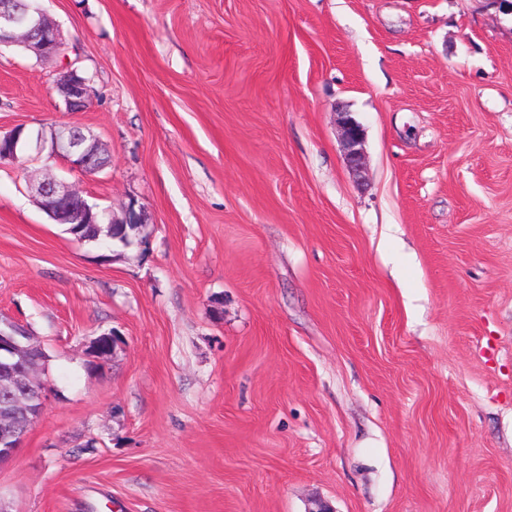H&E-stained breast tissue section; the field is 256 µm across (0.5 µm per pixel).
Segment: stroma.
<instances>
[{"mask_svg": "<svg viewBox=\"0 0 512 512\" xmlns=\"http://www.w3.org/2000/svg\"><path fill=\"white\" fill-rule=\"evenodd\" d=\"M41 5L65 54L0 48V129L73 124L109 164L0 165V318L49 357L0 512H512V15ZM68 65L81 112L53 87ZM46 175L135 203L146 243L52 223ZM55 86L68 111L84 110L89 100L88 81L77 69L66 66L60 70L56 76ZM338 113L347 164L352 171L361 172L364 166V129L352 112Z\"/></svg>", "mask_w": 512, "mask_h": 512, "instance_id": "1", "label": "stroma"}]
</instances>
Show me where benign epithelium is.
Masks as SVG:
<instances>
[{
    "instance_id": "benign-epithelium-1",
    "label": "benign epithelium",
    "mask_w": 512,
    "mask_h": 512,
    "mask_svg": "<svg viewBox=\"0 0 512 512\" xmlns=\"http://www.w3.org/2000/svg\"><path fill=\"white\" fill-rule=\"evenodd\" d=\"M22 45L46 59L61 55L64 42L58 26L44 11H32L19 0L0 3V46ZM56 89L70 112H81L89 100L86 78L77 69L65 67L55 80ZM339 124L349 168L359 172L364 166V129L347 111L340 112ZM60 159L85 173H96L107 166L98 142L87 137L75 125H57L49 133L25 131L16 126L0 132V163H14L19 157L41 156ZM39 207L52 221L73 228L79 224H111L112 211L89 202L66 181L45 178L34 185ZM10 333L0 332V389L10 393V404L0 411V466L10 460L20 447L27 431L21 430L23 419L40 415L46 396L45 366L39 363L41 347L27 333V327L12 321Z\"/></svg>"
}]
</instances>
